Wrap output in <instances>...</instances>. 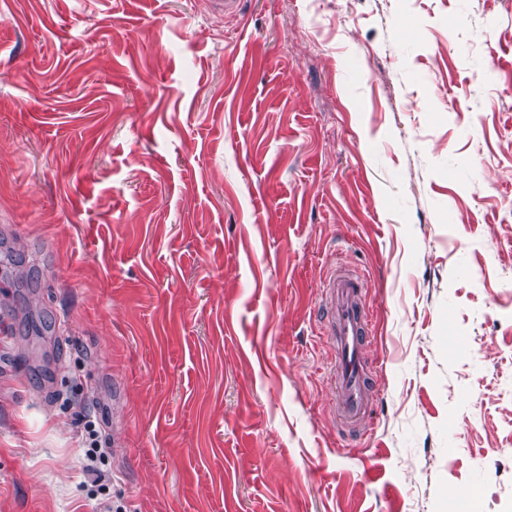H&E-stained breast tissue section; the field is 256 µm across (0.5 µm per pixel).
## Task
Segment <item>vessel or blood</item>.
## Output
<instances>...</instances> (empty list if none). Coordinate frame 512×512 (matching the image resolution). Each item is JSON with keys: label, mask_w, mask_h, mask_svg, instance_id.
<instances>
[{"label": "vessel or blood", "mask_w": 512, "mask_h": 512, "mask_svg": "<svg viewBox=\"0 0 512 512\" xmlns=\"http://www.w3.org/2000/svg\"><path fill=\"white\" fill-rule=\"evenodd\" d=\"M365 283L363 275L333 267L318 290V306L327 313L323 334L334 354L330 386L338 395L342 415L356 425L373 401L365 358L369 322Z\"/></svg>", "instance_id": "b4317fda"}]
</instances>
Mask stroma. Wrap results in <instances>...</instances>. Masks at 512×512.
<instances>
[{"instance_id": "35a3bbf8", "label": "stroma", "mask_w": 512, "mask_h": 512, "mask_svg": "<svg viewBox=\"0 0 512 512\" xmlns=\"http://www.w3.org/2000/svg\"><path fill=\"white\" fill-rule=\"evenodd\" d=\"M4 318L0 512H512V0H0ZM366 281L357 272L334 266L318 290V307L327 313L322 335L327 336L334 354L329 384L337 392L342 415L356 425L361 424L373 401L371 370L365 358L369 322ZM79 425L81 426L80 435L82 437V442L85 445L84 447L88 448L86 451L87 463L85 465L84 471L88 476H96L95 480H97L99 478L97 462L104 457V454L108 448H99V444L97 443L98 435L96 430V422L91 415L83 416V419L80 421Z\"/></svg>"}]
</instances>
